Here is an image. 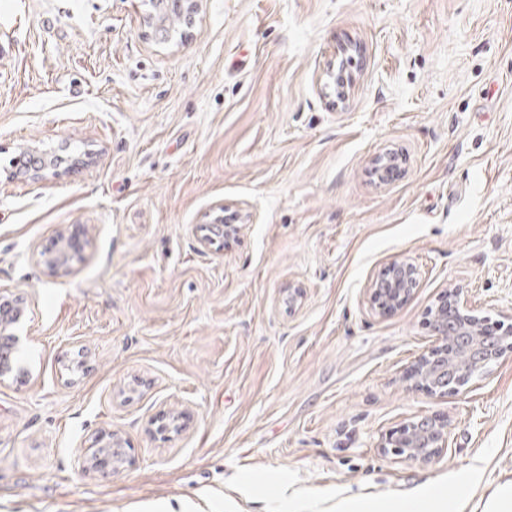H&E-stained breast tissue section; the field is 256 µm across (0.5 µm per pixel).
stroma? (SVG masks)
Returning <instances> with one entry per match:
<instances>
[{"instance_id": "35a3bbf8", "label": "stroma", "mask_w": 512, "mask_h": 512, "mask_svg": "<svg viewBox=\"0 0 512 512\" xmlns=\"http://www.w3.org/2000/svg\"><path fill=\"white\" fill-rule=\"evenodd\" d=\"M346 46L338 106L319 79ZM27 147L63 162L14 175ZM219 204L245 221L202 246ZM395 259L419 285L379 315ZM455 288L512 326V0H200L166 43L134 0H0V293L31 311L0 512H344L430 486L488 512L512 486V354L457 395L403 379ZM172 410L187 430L154 434ZM427 415L447 451H382ZM101 429L127 453L109 475L81 468ZM84 242L78 230L63 231L54 245L40 253V262L46 271L56 276L70 270L69 260L79 250ZM418 286L417 268L406 260L387 263L372 279L369 290L370 308L378 314L401 308Z\"/></svg>"}]
</instances>
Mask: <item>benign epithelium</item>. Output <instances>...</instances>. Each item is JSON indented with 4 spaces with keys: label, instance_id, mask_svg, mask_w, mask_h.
<instances>
[{
    "label": "benign epithelium",
    "instance_id": "1",
    "mask_svg": "<svg viewBox=\"0 0 512 512\" xmlns=\"http://www.w3.org/2000/svg\"><path fill=\"white\" fill-rule=\"evenodd\" d=\"M149 9L143 16L159 42H168L173 35V20L180 16L193 22L199 0H145ZM324 87L334 88L338 101H344L351 88L347 82H336V65L330 64L323 74ZM220 214L213 218L212 233H229L227 225L242 219L239 214ZM83 246L82 234L77 230L64 231L54 245L40 253V262L46 271L56 276L70 270V258ZM418 286L417 268L406 260L387 263L372 279L369 288L370 308L378 314L401 308ZM26 311L16 299L0 300V380L9 376L19 352V330ZM430 326L436 336V345L418 358L407 371V380L416 389L439 397L456 394L468 381L470 374L498 362L512 352V331L499 323L473 314L467 300L458 291H451L430 311ZM155 433L166 435L185 429L183 416L170 414L152 421ZM448 424L435 416H424L409 421L385 436L380 447L415 461H429L448 448ZM122 437L104 429L92 438L91 453L82 458V468L110 473L122 466L126 454L114 455L109 448H122Z\"/></svg>",
    "mask_w": 512,
    "mask_h": 512
}]
</instances>
